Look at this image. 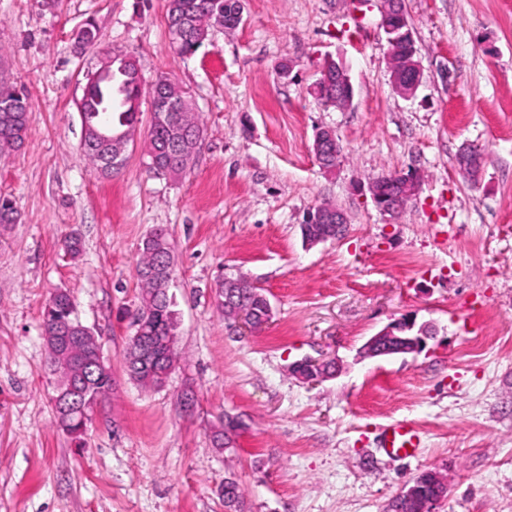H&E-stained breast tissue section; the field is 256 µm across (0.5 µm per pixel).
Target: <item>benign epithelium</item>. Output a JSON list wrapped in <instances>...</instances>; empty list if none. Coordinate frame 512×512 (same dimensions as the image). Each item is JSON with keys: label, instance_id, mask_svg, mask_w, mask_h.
<instances>
[{"label": "benign epithelium", "instance_id": "obj_1", "mask_svg": "<svg viewBox=\"0 0 512 512\" xmlns=\"http://www.w3.org/2000/svg\"><path fill=\"white\" fill-rule=\"evenodd\" d=\"M381 29L386 36L388 45V69L393 89L404 98L415 95L421 83V68L416 59L415 42L410 22L404 12L394 7L390 11H382ZM173 82L160 79L152 84L154 89L153 112H181L191 108L184 98L171 94L169 88ZM317 96H327L334 92L336 98H343L351 103L354 87L348 74V69L341 63L327 61L320 71V78L315 86ZM98 140L108 146L106 161L114 166L126 162L125 146L128 143V132L114 138L108 134V129L99 127L94 130ZM313 152L322 168L331 170L334 165L331 159L340 156V144L333 130L322 128L314 137ZM459 173L470 184H477L484 168V153L473 144H464L456 157ZM421 189V178L414 170L394 171L388 175L372 178L367 184V190L376 208L384 213H394L410 202ZM306 224H324L326 231L313 236L307 243L313 245L335 239L341 235L347 217L338 207L323 203L311 208L304 219ZM435 329L432 325L417 324L412 316H404L386 325L371 336L362 346L360 354L365 358H376L407 354H417L426 348L428 340L434 338ZM291 373L307 383H319L332 377L328 362L321 359L305 358L291 365ZM435 494L425 495L419 485L411 483L402 496L416 501L418 512H436L437 506L446 498L448 488L445 478L437 473L434 477Z\"/></svg>", "mask_w": 512, "mask_h": 512}]
</instances>
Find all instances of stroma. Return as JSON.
Returning a JSON list of instances; mask_svg holds the SVG:
<instances>
[{
  "instance_id": "obj_1",
  "label": "stroma",
  "mask_w": 512,
  "mask_h": 512,
  "mask_svg": "<svg viewBox=\"0 0 512 512\" xmlns=\"http://www.w3.org/2000/svg\"><path fill=\"white\" fill-rule=\"evenodd\" d=\"M166 5L0 0V84L32 105L21 147L0 152V196L18 214L0 225V512H225L229 479L244 512H383L426 470L448 480L439 512H512V0H404L422 70L409 99L391 87L379 0H242L240 26L191 55L174 50ZM89 20L99 40L81 51L72 35ZM105 51L192 99L203 134L177 178L146 168V94L124 167L106 177L85 156L75 101ZM329 58L350 70L348 108L314 93ZM321 128L343 146L331 172L313 154ZM466 143L485 153L475 186L455 169ZM409 169L418 196L380 212L369 179ZM322 202L346 212V232L310 245L300 224ZM157 227L173 243L179 360L145 388L123 354L139 244ZM236 273L270 301L259 332L216 305ZM59 288L114 379L81 448L56 424L42 333ZM406 314L435 326L426 349L361 358ZM306 357L339 371L304 383L289 367ZM227 413L243 427L219 449ZM396 420L421 431L416 456L380 447Z\"/></svg>"
}]
</instances>
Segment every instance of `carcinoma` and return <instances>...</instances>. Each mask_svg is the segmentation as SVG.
<instances>
[{
    "label": "carcinoma",
    "instance_id": "1",
    "mask_svg": "<svg viewBox=\"0 0 512 512\" xmlns=\"http://www.w3.org/2000/svg\"><path fill=\"white\" fill-rule=\"evenodd\" d=\"M238 0H168L167 17L179 15L187 18V37L177 42V49L183 55H190L207 40L215 26L233 27L239 24ZM141 75L133 67H115L112 70V88L93 87L87 91L86 99L97 96L112 97V112L104 115L100 112H85L81 122L87 127L82 138V148L90 161L106 176L114 173L102 162L95 147L92 128L108 122L112 133L117 134L138 121ZM31 105L27 96L5 94L0 99V142L12 141L19 145L29 129ZM148 170L157 175L177 176L185 169L184 161L179 159L172 147V130L165 125H149L148 129ZM172 251L169 233L164 228L154 229L142 241L137 276L140 282V305L135 316L146 311L152 313V320L143 327L142 335L161 336L166 343L162 345L158 358L146 362L140 358L137 345L127 342L124 353L126 373L131 380L148 387H160L178 360L175 348L177 328L176 313L173 310L172 297L169 296L173 271L161 267L163 255ZM217 307L228 320L239 307L247 308L261 319L266 312V299L261 289L251 286L246 278L238 277V283L229 285L219 282L216 289ZM75 303L65 290L56 291L45 304L41 312L43 333L46 342L48 363L58 378L59 389L65 391L76 383L78 377L77 362L93 355L101 360L96 372V380L86 400L99 404L112 391V370L104 361L98 338L88 336L75 338L74 330L79 324L75 314ZM59 427L81 443L85 436L90 418L80 412L64 413L55 409Z\"/></svg>",
    "mask_w": 512,
    "mask_h": 512
}]
</instances>
